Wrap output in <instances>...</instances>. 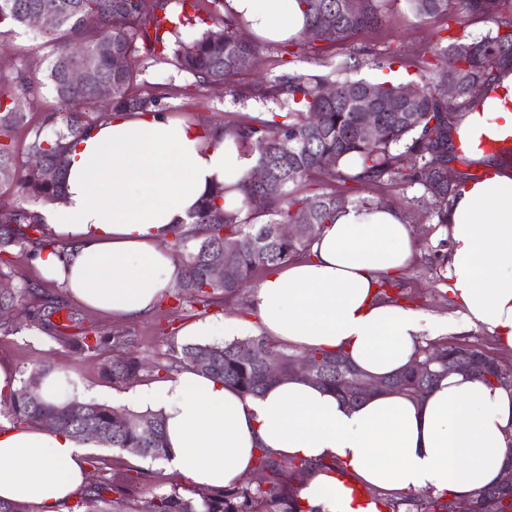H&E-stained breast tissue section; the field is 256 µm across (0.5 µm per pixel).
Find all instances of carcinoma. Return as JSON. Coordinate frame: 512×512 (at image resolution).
<instances>
[{"mask_svg":"<svg viewBox=\"0 0 512 512\" xmlns=\"http://www.w3.org/2000/svg\"><path fill=\"white\" fill-rule=\"evenodd\" d=\"M298 2L306 17L302 37L315 52L345 42L382 22L383 0H355L353 10L347 8L348 0ZM404 2L421 18L446 14L453 4V0ZM462 2L470 14L486 18L494 29L480 38L457 39L445 46L436 43L435 63L411 97L405 95L407 86L401 83L348 77L359 67L355 57L325 75L282 74L261 88L262 95L271 99L279 111L270 112L268 119L239 125L231 133L256 156L255 167L267 169L269 179L257 185L247 175L241 178L235 186L238 205L231 210L220 204L227 188L215 187L190 215V226L176 228L175 248L182 262L180 301L206 302L217 295L234 296L243 290L254 271H267L310 257L312 241L335 220L339 210L350 205H373L363 198L355 200L336 193L331 188L333 182L354 192L392 184L415 188L418 194L411 201L430 208L437 223L447 224L452 197L465 183L479 179L462 171L448 177V164L458 159L450 135L453 115L489 89L502 68H512V14L501 15L502 0ZM220 3L222 0H0V27L26 25L27 15L34 9L50 10L58 16L56 25L46 31L54 47L48 58L47 80L58 108L43 114L41 122L30 131L26 149L28 157L42 156L46 170L54 172L52 177H46L45 170L29 167L13 146V133L26 124L25 108L35 94L31 81L18 72L9 78L13 90H0V168H10L15 173L16 191L23 199L0 208L1 264L7 263L4 254L13 247H20L33 257L47 249L60 256L66 254L68 244L47 236L40 211L28 206V202L62 199L71 142L105 118L102 112L94 118L89 116V110L96 107L97 83L112 86V113L151 112L159 105L158 97L131 93L136 81L134 57L138 54L165 60L168 53H173L174 66L199 85L226 83L254 66L256 46L237 36L241 23L231 18L224 19V26L211 27L169 49L170 37L177 35L180 28L215 20L214 6ZM329 19L334 32L327 37L325 23ZM73 38L95 60L92 76L81 85L72 84L66 76V66L72 63L69 45ZM116 55L126 59L124 68L112 66ZM451 80L461 84V91L452 100L446 93ZM324 83L336 86L334 97L320 95L319 88ZM367 92L373 95L380 123L379 135L374 139L361 131L362 112L357 99ZM315 113L320 116L316 124L311 122ZM257 194L265 199L261 211L251 205ZM300 221L309 224L308 234L300 240L281 239L273 234L276 224ZM217 263L230 267L235 277L226 281L213 278L212 266ZM377 297L390 302L411 299L405 288L388 277L378 282ZM27 299L39 308H48L49 301L42 296L39 284L23 280L9 293H0V309L14 313ZM251 342L278 353L284 374H292L297 358L309 357L316 361L319 371L314 384L336 392L350 405L368 399L342 388L353 369L345 350L290 349L265 335L221 345L188 344L171 355L169 363H158L155 369L169 373L192 367L246 395L258 396L276 379L268 377L261 364L244 351ZM72 345L88 352L105 346L112 349V361L104 371L114 384L135 383L145 368L144 361L133 351L134 340L125 334L86 333L73 340ZM461 353L474 360L467 373L491 385H512L511 367L487 370L484 349L448 339L420 347L413 360L420 365L419 370L408 367L386 381L417 400L448 375V357ZM42 375L40 370L30 371L10 398L8 408L17 422L33 424L54 419L56 428L76 439H93L104 447L152 461L166 456L159 414L115 409L76 397L54 405L38 392ZM145 426L153 428L152 437L144 436ZM251 471L252 478L245 486L199 488L191 497L155 488L144 501L142 512H306L299 502V488L283 474L278 460L267 449H257ZM133 482L128 474H114L81 494L73 508L78 512H106L103 492L124 494ZM511 496L496 485L478 491L473 502L477 512H512ZM404 504L418 508L426 505L428 512H448L449 508L447 500L430 492L422 501L409 499Z\"/></svg>","mask_w":512,"mask_h":512,"instance_id":"obj_1","label":"carcinoma"}]
</instances>
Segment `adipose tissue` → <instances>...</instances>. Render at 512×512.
Here are the masks:
<instances>
[{"mask_svg": "<svg viewBox=\"0 0 512 512\" xmlns=\"http://www.w3.org/2000/svg\"><path fill=\"white\" fill-rule=\"evenodd\" d=\"M224 10L268 41L305 29L297 0H225ZM454 135L489 166L448 208L455 315L441 320L377 299L378 279L409 264L411 227L396 208L350 206L313 241L310 258L259 283L251 308L263 333L299 350L344 348L361 374L379 379L407 366L425 341L470 326L487 327L512 348V174L492 166L481 147L512 143V69L463 109ZM254 163L220 129L205 134L157 111L105 118L73 143L63 199L42 211L48 236L73 249L62 257L43 251L36 263L78 304L143 317L180 278V258L167 246L174 228L187 224L214 186L228 187L225 205L233 207V186ZM137 397L164 421L166 466L194 486L240 483L259 448L337 461L349 479L315 470L299 490L304 512H377L358 495L361 485L465 498L496 484L512 458V387L462 372L418 400L383 392L356 407L297 376L250 397L192 370ZM86 448L59 430L0 420V503L67 512L86 483Z\"/></svg>", "mask_w": 512, "mask_h": 512, "instance_id": "adipose-tissue-1", "label": "adipose tissue"}]
</instances>
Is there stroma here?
<instances>
[{
    "label": "stroma",
    "instance_id": "1",
    "mask_svg": "<svg viewBox=\"0 0 512 512\" xmlns=\"http://www.w3.org/2000/svg\"><path fill=\"white\" fill-rule=\"evenodd\" d=\"M452 17L420 18L410 11L405 0H385L384 20L376 28L361 32L347 42L336 44L328 52L317 53L303 42H295L291 50L277 44H262L257 50L254 67L224 86L195 84L193 78L171 64L140 60L136 92L157 94L160 111L183 118L194 124H207L220 129L236 127L249 118H263L274 110L272 101L265 99L259 87L263 80L288 73L326 74L348 57L360 59L357 77L375 82L400 75L418 80L423 74L430 49L448 38H475L488 33L492 25L480 16L453 6ZM51 47L43 33L24 27L0 34V71L20 70L34 81L45 77L47 57ZM56 102L48 88L43 87L31 100L30 117L51 111ZM414 191L402 186L365 189L361 195L375 203L399 209L412 227L417 242L414 257L400 274V281L414 290V309L438 317L453 312L452 296L447 284L440 281L443 267L434 256L442 236L436 218L424 208L412 205ZM9 259L13 280L27 279L41 284L46 297L60 301L59 316L49 322L13 319L9 327L0 330V364L9 365L19 376H27L37 367L64 372L75 383L74 394L82 400L109 402L113 395L124 393L121 385L112 384L103 374L108 350L80 352L68 343L80 328H92L102 334L123 333L135 340L138 354L147 362L141 385H153L158 375L153 366L166 362L172 351L181 349L187 340L185 326L210 322L221 323L227 318H239L249 323L252 334H259L260 319L251 308V288L262 280L255 273L251 287L236 297H217L210 302L177 303L174 295H165L147 316L138 319H116L81 307L59 285L43 280L37 266L25 250L13 248ZM88 483L101 482L113 469H121L138 479L131 495L118 497L108 493V512H137L150 490L182 491L186 482L161 462H153L126 452L98 447L89 449L83 459Z\"/></svg>",
    "mask_w": 512,
    "mask_h": 512
}]
</instances>
